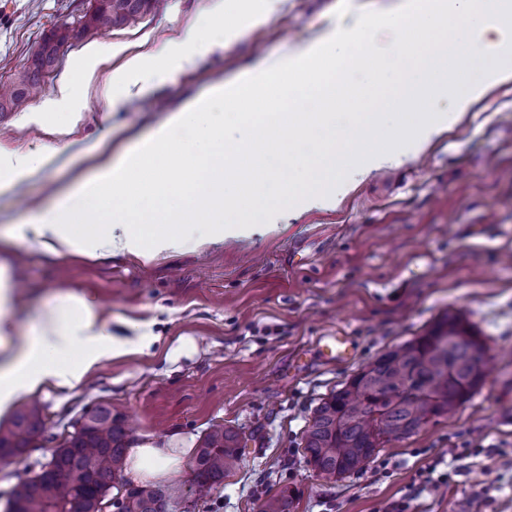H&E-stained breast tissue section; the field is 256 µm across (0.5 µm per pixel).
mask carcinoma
Instances as JSON below:
<instances>
[{
    "label": "carcinoma",
    "instance_id": "cac0c4a2",
    "mask_svg": "<svg viewBox=\"0 0 512 512\" xmlns=\"http://www.w3.org/2000/svg\"><path fill=\"white\" fill-rule=\"evenodd\" d=\"M157 2L96 0L77 31L67 26L52 30L9 96L0 99V111L21 107L40 88L43 75L57 61L58 46L119 26ZM485 356L484 342L459 315L444 318L427 334L379 356L314 409L303 437L307 462L328 478L362 470L385 445L467 401L484 379ZM83 420L82 427L54 451L51 464L14 486L9 512H101L132 439L109 405L95 406ZM42 423L39 403L23 405L8 426H0V459L25 454ZM243 448L244 437L237 430L213 425L194 459L197 486L211 488L224 480ZM72 475L82 478L80 485H74ZM296 498L297 492L285 487L263 501L261 512H293ZM171 499L164 486L138 488L132 503L112 507L117 512H169Z\"/></svg>",
    "mask_w": 512,
    "mask_h": 512
}]
</instances>
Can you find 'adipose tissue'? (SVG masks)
<instances>
[{
    "label": "adipose tissue",
    "mask_w": 512,
    "mask_h": 512,
    "mask_svg": "<svg viewBox=\"0 0 512 512\" xmlns=\"http://www.w3.org/2000/svg\"><path fill=\"white\" fill-rule=\"evenodd\" d=\"M210 19L219 33L210 37L187 31L163 55H135L112 72L102 97L109 104L132 99L145 84L191 66L199 58L224 49L245 29L265 21L253 0H236L234 21L224 19V0H212ZM456 26L463 51L452 53L434 31ZM396 30L389 63L370 65L359 52L337 57L336 45H359L366 27ZM477 49L482 66L472 70L470 49ZM416 75L406 78L404 67ZM370 69L369 85L357 88L345 74ZM512 80V0H402L371 18L350 9L322 39L276 58L244 68L232 80L215 84L208 96L175 112L119 159H109L111 136L99 149L105 158L87 180H77L52 210L12 227L11 237L96 258L123 251L153 260L208 241L250 237L275 229L290 216L314 205H330L346 191L352 174L366 175L407 157L440 133L449 117L469 111L492 87ZM393 85V107L417 104L410 139L398 138L378 150L365 149L375 128L368 119L351 127L344 147L327 131L336 110L360 98L375 97L379 87ZM269 101L270 111H241L242 101ZM238 112L250 134L228 142L222 128L205 130L211 144L206 152L179 141L177 130L198 127L214 103ZM322 137L317 153L308 158L290 153L293 143L313 132ZM288 151L289 168L299 170L279 202L264 198L268 182L279 169L268 155ZM49 162L28 150L0 148V193L27 181ZM18 301L12 271L0 265V416L21 400L47 388L75 387L103 363L140 351L147 339L113 338L101 322L96 300L88 295L56 293L30 331L15 335L10 312ZM188 451L153 445H130L127 473L135 481L172 480Z\"/></svg>",
    "instance_id": "1"
}]
</instances>
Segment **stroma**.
<instances>
[{"mask_svg":"<svg viewBox=\"0 0 512 512\" xmlns=\"http://www.w3.org/2000/svg\"><path fill=\"white\" fill-rule=\"evenodd\" d=\"M351 1L367 16L398 2L267 0L266 24L114 107L101 90L116 59L80 81L85 43L70 40L39 92L0 116V147L62 150L0 195V232L50 209L78 176L89 175V151L104 133L113 151L133 146L216 81L324 35ZM92 7L93 0H0V89L12 85L53 26L74 25ZM207 7L208 0H159L96 40L155 51L185 28L204 26ZM75 80L87 109L70 134L25 124L28 109ZM0 259L20 282L11 313L18 332L54 293L73 291L96 297L113 336L157 337L148 350L103 364L88 384L40 396L44 428L23 457L0 459V512H9L13 486L40 472L75 422L100 404L135 420L141 444L194 449L216 423L246 436L238 467L205 493H197L193 462L185 460L171 483V512H260L266 496L287 486L300 492L294 512H384L402 500L407 512H512V471L499 456L457 450L480 437L512 455V83L415 158L357 178L336 208L311 209L274 231L150 262L124 254L51 257L21 241ZM456 312L487 347L489 370L473 397L386 447L360 472L329 479L307 464L304 431L321 400ZM336 332L355 348L340 364L319 356L320 337ZM382 462L390 477L379 475ZM431 467L448 474L447 487L410 499V484Z\"/></svg>","mask_w":512,"mask_h":512,"instance_id":"obj_1","label":"stroma"}]
</instances>
